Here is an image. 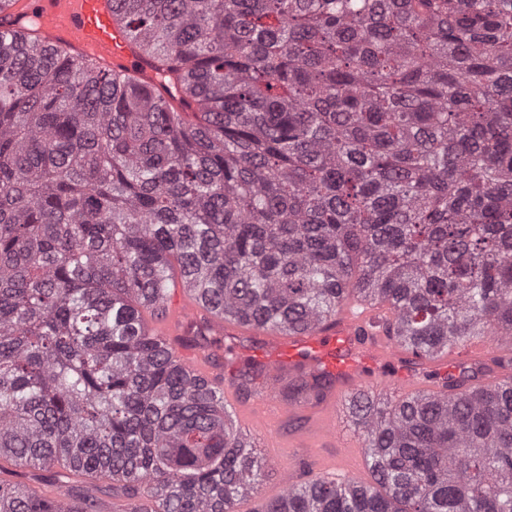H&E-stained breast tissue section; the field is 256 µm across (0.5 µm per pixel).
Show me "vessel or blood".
<instances>
[{
	"instance_id": "vessel-or-blood-1",
	"label": "vessel or blood",
	"mask_w": 512,
	"mask_h": 512,
	"mask_svg": "<svg viewBox=\"0 0 512 512\" xmlns=\"http://www.w3.org/2000/svg\"><path fill=\"white\" fill-rule=\"evenodd\" d=\"M115 8L114 0H0V30L18 35L36 31L40 48H62L104 72H128L142 82L156 83L150 61L127 27L116 23ZM164 309L162 317L147 323L161 340L184 335L189 324L204 322L214 335L259 344L270 354L271 372L288 365L327 379L320 401L287 405L271 390L261 397L244 395L238 378L223 375L207 353L194 348L176 352L179 364L193 376L222 380L225 406L265 457L278 462L276 479L284 489L314 475L366 485L364 438L359 431L347 430L342 418L351 396L406 397L425 387L431 371L453 380L471 377L489 386L512 376V358L494 351L485 338L452 347L436 360L400 348L387 328L394 308L352 295L314 328L287 334L214 314L200 295L179 283ZM284 448L292 454L282 464L278 458Z\"/></svg>"
}]
</instances>
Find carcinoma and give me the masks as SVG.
Masks as SVG:
<instances>
[{"mask_svg":"<svg viewBox=\"0 0 512 512\" xmlns=\"http://www.w3.org/2000/svg\"><path fill=\"white\" fill-rule=\"evenodd\" d=\"M116 2L170 98L0 33V475L47 473L0 512H236L267 462L138 308L180 271L284 333L357 295L429 359L512 344V0ZM347 409L375 485L263 512H512V378Z\"/></svg>","mask_w":512,"mask_h":512,"instance_id":"carcinoma-1","label":"carcinoma"}]
</instances>
